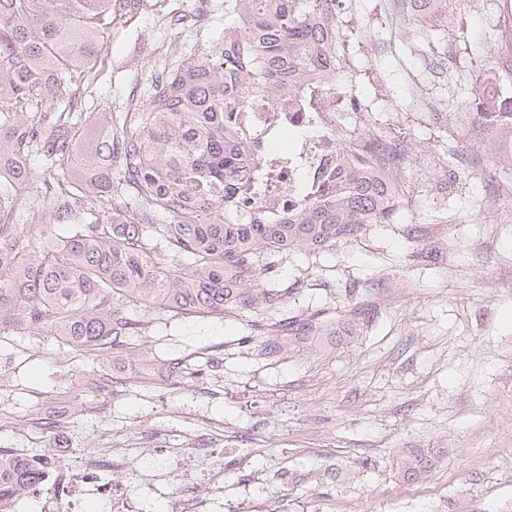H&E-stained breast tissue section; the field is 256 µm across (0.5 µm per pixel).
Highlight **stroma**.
I'll return each mask as SVG.
<instances>
[{"label":"stroma","instance_id":"1","mask_svg":"<svg viewBox=\"0 0 512 512\" xmlns=\"http://www.w3.org/2000/svg\"><path fill=\"white\" fill-rule=\"evenodd\" d=\"M199 14L171 29L159 15ZM392 0H342L348 36L337 90L356 88L372 126L408 141L409 212L369 224L327 252L279 258L260 287L287 304L219 315L134 308L147 329L136 349L108 357L63 352L30 328L0 338V448L34 452L33 421H57L89 453L102 435L167 444L224 427L240 449L224 502L268 512H512V195L486 131L468 117L490 57L512 42V0H457L422 38L405 21L391 35ZM224 0H137L106 32V79L86 96L93 121L131 112L174 55L223 35ZM447 113L444 122L432 115ZM369 308L339 346L256 336V319ZM182 358L172 368L173 358ZM113 378L112 387L102 385ZM435 452L425 481L402 482V456ZM371 468H364V460Z\"/></svg>","mask_w":512,"mask_h":512}]
</instances>
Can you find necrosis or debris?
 <instances>
[{
  "mask_svg": "<svg viewBox=\"0 0 512 512\" xmlns=\"http://www.w3.org/2000/svg\"><path fill=\"white\" fill-rule=\"evenodd\" d=\"M347 98L331 95L322 111H307L301 97L281 91L277 105L253 100L242 114L244 126L272 141L298 133L293 151L267 152L251 167L256 184L242 200L243 211L276 219L286 214L300 181L318 189L341 149L336 136L347 114ZM224 435L214 428L192 439L189 447L170 448L161 437L140 449L110 441L90 454L71 448H45L37 457L36 480L8 492L11 512H222L213 488L224 485Z\"/></svg>",
  "mask_w": 512,
  "mask_h": 512,
  "instance_id": "1",
  "label": "necrosis or debris"
}]
</instances>
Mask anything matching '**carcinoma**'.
Segmentation results:
<instances>
[{
  "label": "carcinoma",
  "mask_w": 512,
  "mask_h": 512,
  "mask_svg": "<svg viewBox=\"0 0 512 512\" xmlns=\"http://www.w3.org/2000/svg\"><path fill=\"white\" fill-rule=\"evenodd\" d=\"M128 0H0V334L53 330L66 349L109 356L144 333L131 307L222 313L287 302L256 276L283 252L316 255L391 224L411 206L403 172L376 158L403 157L408 144L386 131L339 130L346 146L313 199L271 224L261 215L236 224L224 212L251 195L246 170L266 147L242 125L252 99L306 89L315 72L332 90L346 57L341 0H226L237 23L157 79L138 112L109 118L95 134L79 111L104 73L101 42L114 3ZM418 27L448 13V0H397ZM497 68L474 94L473 119L508 139L512 96L498 91ZM49 171L42 207L54 219L16 224L31 200L30 160ZM288 330V347L310 336L341 340L327 320L290 317L264 325ZM435 466L429 454L401 459L407 483ZM37 476L34 460L0 450V491Z\"/></svg>",
  "instance_id": "obj_1"
}]
</instances>
